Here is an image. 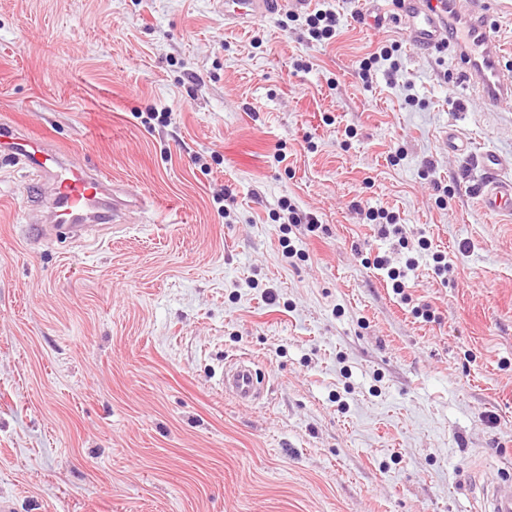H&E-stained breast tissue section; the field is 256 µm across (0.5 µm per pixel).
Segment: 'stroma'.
Here are the masks:
<instances>
[{
	"instance_id": "1",
	"label": "stroma",
	"mask_w": 512,
	"mask_h": 512,
	"mask_svg": "<svg viewBox=\"0 0 512 512\" xmlns=\"http://www.w3.org/2000/svg\"><path fill=\"white\" fill-rule=\"evenodd\" d=\"M318 9L331 43L297 20ZM369 9L291 0L231 29L221 0H0V122L145 199L33 243L41 176L0 161L13 512H476L512 476V221L474 192L483 153L512 176V106L464 94L449 50ZM382 44L401 69L364 86ZM286 200L319 230L281 224ZM370 210L399 215L406 246ZM412 249L399 294L373 261ZM239 357L265 376L249 405L221 385ZM309 36L315 41L330 40L336 34L339 19L330 9H318L304 16ZM396 48V45L382 46L381 48H379V52L377 51L373 53L368 59H365L360 64V76L362 80L366 82L367 86L369 83L368 79L371 75V70L375 65H378L381 61H389V69L391 70V72H397L400 70V63L397 57H394V52L398 51Z\"/></svg>"
}]
</instances>
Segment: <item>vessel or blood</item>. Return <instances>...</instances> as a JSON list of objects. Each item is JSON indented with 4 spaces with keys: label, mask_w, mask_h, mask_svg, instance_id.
I'll use <instances>...</instances> for the list:
<instances>
[{
    "label": "vessel or blood",
    "mask_w": 512,
    "mask_h": 512,
    "mask_svg": "<svg viewBox=\"0 0 512 512\" xmlns=\"http://www.w3.org/2000/svg\"><path fill=\"white\" fill-rule=\"evenodd\" d=\"M482 0H376L377 23L387 19V6L398 11V21L409 45L450 48L454 60L482 101H512V72L501 64L498 44ZM288 0H224V21L243 26L283 10ZM0 157L43 172L52 185L45 205L48 223L32 222L28 235L43 238L48 226L80 236L96 224H115L123 211L140 207L142 199L134 192L109 196V182L91 170L68 162L65 152L40 136L29 135L15 124H0ZM488 176L479 188L477 203L488 217L512 216V179L498 171L504 162L492 153L481 157ZM224 390L243 404L256 402L262 381L253 363L239 358L227 365ZM482 495L490 512H512V480L505 478L486 484Z\"/></svg>",
    "instance_id": "1"
}]
</instances>
